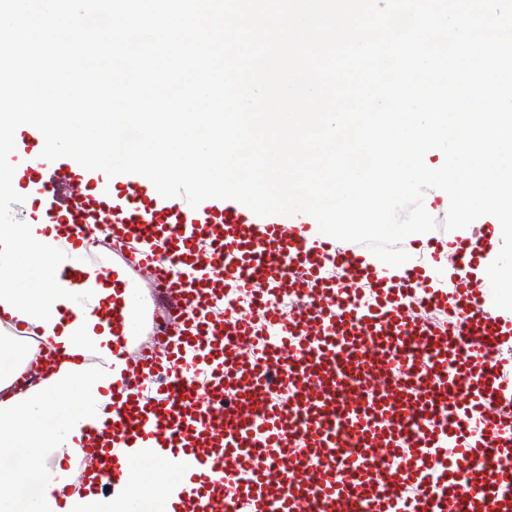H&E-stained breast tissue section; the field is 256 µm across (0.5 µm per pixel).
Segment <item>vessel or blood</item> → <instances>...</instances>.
I'll return each mask as SVG.
<instances>
[{
	"instance_id": "1",
	"label": "vessel or blood",
	"mask_w": 512,
	"mask_h": 512,
	"mask_svg": "<svg viewBox=\"0 0 512 512\" xmlns=\"http://www.w3.org/2000/svg\"><path fill=\"white\" fill-rule=\"evenodd\" d=\"M30 171L72 239L109 226L112 415L79 491L125 487L139 512L121 460L145 451L179 463L174 512H512V311L477 273L492 225L403 241L395 268L305 213L194 208L68 157Z\"/></svg>"
}]
</instances>
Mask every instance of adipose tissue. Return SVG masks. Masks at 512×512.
<instances>
[{
	"instance_id": "ef3b65f1",
	"label": "adipose tissue",
	"mask_w": 512,
	"mask_h": 512,
	"mask_svg": "<svg viewBox=\"0 0 512 512\" xmlns=\"http://www.w3.org/2000/svg\"><path fill=\"white\" fill-rule=\"evenodd\" d=\"M79 255L61 225L0 224V315L66 357L39 384L12 394V364L0 353V512H60L86 425L112 414V323L99 316L112 303V276L82 266L81 284L61 281L64 266H81ZM76 354L96 361L72 363ZM177 492L174 464L151 468L143 512H171Z\"/></svg>"
}]
</instances>
